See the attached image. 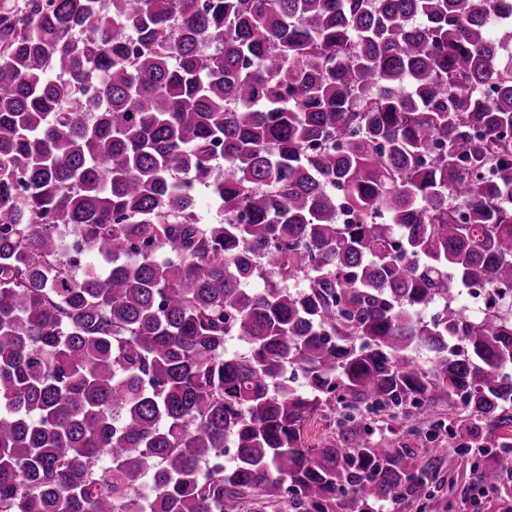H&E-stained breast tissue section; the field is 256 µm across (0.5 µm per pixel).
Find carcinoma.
Masks as SVG:
<instances>
[{
	"label": "carcinoma",
	"mask_w": 512,
	"mask_h": 512,
	"mask_svg": "<svg viewBox=\"0 0 512 512\" xmlns=\"http://www.w3.org/2000/svg\"><path fill=\"white\" fill-rule=\"evenodd\" d=\"M510 295L512 0H0V512L505 491ZM440 448H445L443 451L440 476L444 478L447 485L448 480L454 483L455 494L448 498V493L435 491V497L425 502L426 508L423 511L461 512L464 508L462 507V500L466 499L469 495L470 488L473 487L470 462L457 455L453 445H448V439L443 442ZM448 499L453 502V507L450 509H448Z\"/></svg>",
	"instance_id": "1"
}]
</instances>
